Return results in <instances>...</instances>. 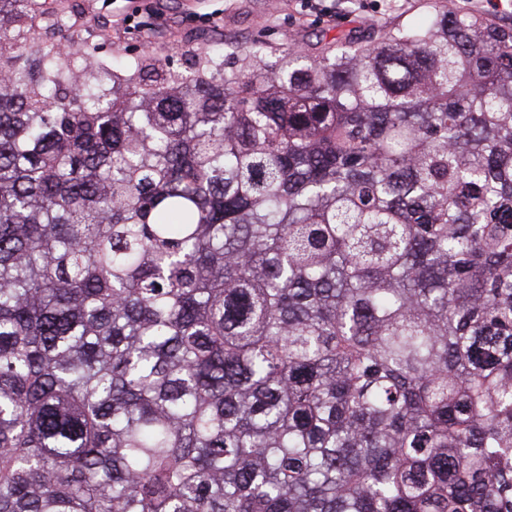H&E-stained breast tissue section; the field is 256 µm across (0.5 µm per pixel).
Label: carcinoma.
Returning a JSON list of instances; mask_svg holds the SVG:
<instances>
[{
    "mask_svg": "<svg viewBox=\"0 0 512 512\" xmlns=\"http://www.w3.org/2000/svg\"><path fill=\"white\" fill-rule=\"evenodd\" d=\"M82 62L0 0V512H512V26Z\"/></svg>",
    "mask_w": 512,
    "mask_h": 512,
    "instance_id": "obj_1",
    "label": "carcinoma"
}]
</instances>
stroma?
I'll return each instance as SVG.
<instances>
[{"instance_id": "35a3bbf8", "label": "stroma", "mask_w": 512, "mask_h": 512, "mask_svg": "<svg viewBox=\"0 0 512 512\" xmlns=\"http://www.w3.org/2000/svg\"><path fill=\"white\" fill-rule=\"evenodd\" d=\"M331 16L306 10L302 0H68L93 33L96 59L119 65L143 57L161 71L187 69L190 56L216 41L299 46L315 55L338 39L413 23L422 0H326Z\"/></svg>"}]
</instances>
